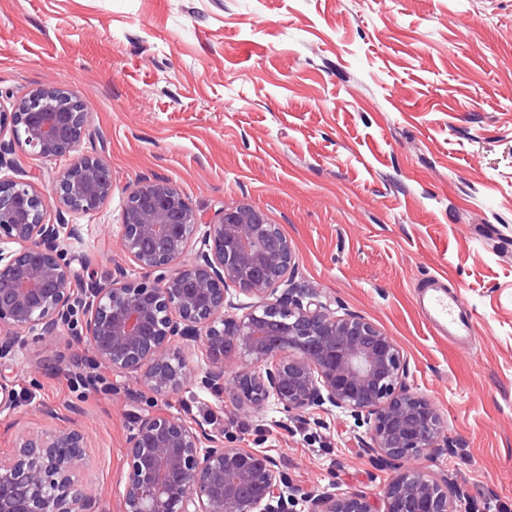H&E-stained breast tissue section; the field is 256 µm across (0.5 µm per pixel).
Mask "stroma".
<instances>
[{
    "label": "stroma",
    "instance_id": "obj_1",
    "mask_svg": "<svg viewBox=\"0 0 512 512\" xmlns=\"http://www.w3.org/2000/svg\"><path fill=\"white\" fill-rule=\"evenodd\" d=\"M49 86L83 102L77 152L115 185L69 216L67 258L91 257L101 281L126 264L122 206L145 179L208 220L253 206L292 241L298 287L399 345L454 445L409 468L448 475L474 512H512V0H0V110ZM427 276L471 312L470 345L419 314ZM79 330L0 359L16 396L0 454L19 429L78 427L80 478L120 512L127 439L153 401L93 367ZM163 405L296 485L376 496L393 476L333 413L258 417L194 385Z\"/></svg>",
    "mask_w": 512,
    "mask_h": 512
}]
</instances>
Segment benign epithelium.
Segmentation results:
<instances>
[{
	"label": "benign epithelium",
	"instance_id": "benign-epithelium-1",
	"mask_svg": "<svg viewBox=\"0 0 512 512\" xmlns=\"http://www.w3.org/2000/svg\"><path fill=\"white\" fill-rule=\"evenodd\" d=\"M51 91L39 89L29 112L0 113V133L11 129V139L0 140V170L18 165L17 145L53 158L62 134L75 148L84 139L85 114L57 110ZM39 178L0 176V357L55 338L79 308L73 342L92 364L153 397L194 382L226 394L235 410L334 411L367 426L362 447L396 472L378 499L292 486L267 453L226 446L224 433L156 405L128 440L121 512H472L461 489L448 491V479L404 468L420 455L447 454L448 445L439 441L435 407L408 383L396 341L356 313L331 310L316 291L293 287L296 252L277 225L255 223L240 205L205 222L174 185L144 181L127 194L120 225L121 250L141 276L117 265L97 283L92 259L77 268L64 257L63 236L79 229L63 217L94 213L112 198L109 168L80 156L49 199ZM150 240L165 248H148ZM188 253L192 262H182ZM179 341L200 344L204 370ZM15 405L12 382L0 379V412ZM85 448L75 428L18 434L0 455V512H105L79 482Z\"/></svg>",
	"mask_w": 512,
	"mask_h": 512
}]
</instances>
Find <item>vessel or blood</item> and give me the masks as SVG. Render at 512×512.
<instances>
[{"instance_id":"obj_1","label":"vessel or blood","mask_w":512,"mask_h":512,"mask_svg":"<svg viewBox=\"0 0 512 512\" xmlns=\"http://www.w3.org/2000/svg\"><path fill=\"white\" fill-rule=\"evenodd\" d=\"M419 303L422 315L441 336L455 344L472 340L473 320L461 309L458 297L443 288H424Z\"/></svg>"}]
</instances>
